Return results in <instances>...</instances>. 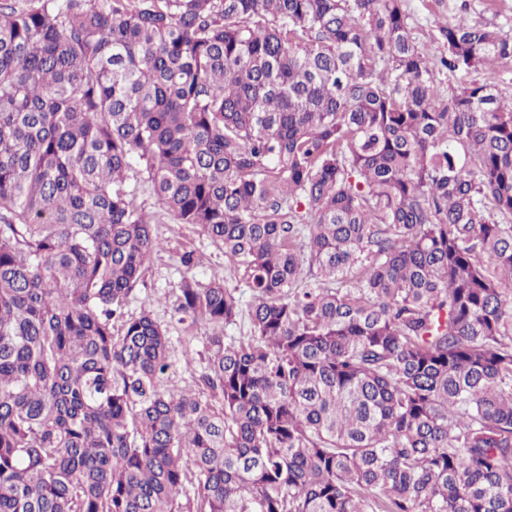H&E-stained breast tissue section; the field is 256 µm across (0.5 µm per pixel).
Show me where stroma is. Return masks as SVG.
Segmentation results:
<instances>
[{
    "label": "stroma",
    "mask_w": 512,
    "mask_h": 512,
    "mask_svg": "<svg viewBox=\"0 0 512 512\" xmlns=\"http://www.w3.org/2000/svg\"><path fill=\"white\" fill-rule=\"evenodd\" d=\"M404 4L412 37L436 59L446 52L440 27L454 24L459 18L512 28V0H404ZM137 201L154 216L162 247L153 255L125 312L135 316L143 306H150L154 317L169 330L176 380L188 384L193 370L201 366L203 338L209 335L210 329L180 324L174 319L177 284L182 276L189 275L203 283L219 279L226 287L233 288L239 286L242 273L225 259L223 249L202 235L196 226L177 223L165 214L148 187L138 186ZM187 252L194 257L190 267L180 262L181 255Z\"/></svg>",
    "instance_id": "obj_1"
}]
</instances>
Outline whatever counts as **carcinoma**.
Listing matches in <instances>:
<instances>
[{
    "label": "carcinoma",
    "instance_id": "obj_1",
    "mask_svg": "<svg viewBox=\"0 0 512 512\" xmlns=\"http://www.w3.org/2000/svg\"><path fill=\"white\" fill-rule=\"evenodd\" d=\"M438 96L403 0H0V512H512V99ZM140 162L250 295L184 387Z\"/></svg>",
    "mask_w": 512,
    "mask_h": 512
}]
</instances>
